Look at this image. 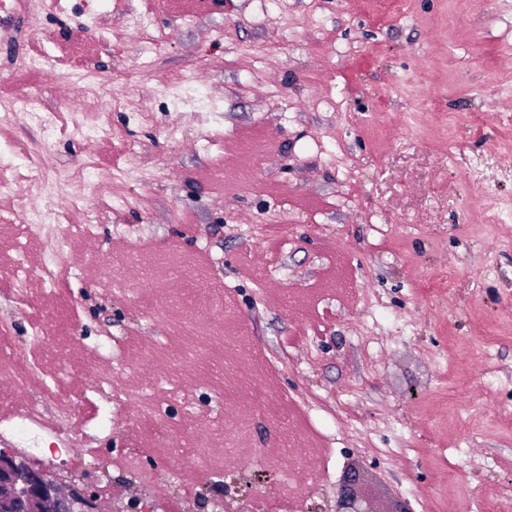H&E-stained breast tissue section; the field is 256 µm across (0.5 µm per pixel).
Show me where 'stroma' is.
I'll return each instance as SVG.
<instances>
[{
    "mask_svg": "<svg viewBox=\"0 0 512 512\" xmlns=\"http://www.w3.org/2000/svg\"><path fill=\"white\" fill-rule=\"evenodd\" d=\"M4 2L0 325L49 374L112 341L105 429L88 375L27 395L44 467L100 512H332L349 464L378 512H512V0ZM50 208L65 299L17 279Z\"/></svg>",
    "mask_w": 512,
    "mask_h": 512,
    "instance_id": "1",
    "label": "stroma"
}]
</instances>
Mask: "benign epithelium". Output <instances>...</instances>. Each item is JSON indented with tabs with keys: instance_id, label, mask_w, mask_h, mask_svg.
Here are the masks:
<instances>
[{
	"instance_id": "7a95c632",
	"label": "benign epithelium",
	"mask_w": 512,
	"mask_h": 512,
	"mask_svg": "<svg viewBox=\"0 0 512 512\" xmlns=\"http://www.w3.org/2000/svg\"><path fill=\"white\" fill-rule=\"evenodd\" d=\"M359 475L355 466L344 471L334 512H376ZM45 502L53 512H99L95 498L77 485H64L41 465L0 449V512H38Z\"/></svg>"
}]
</instances>
